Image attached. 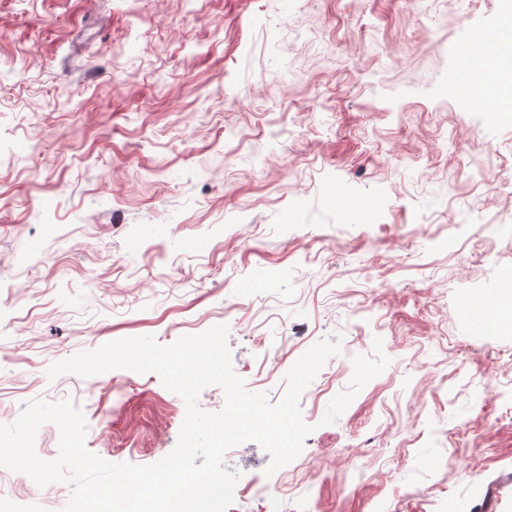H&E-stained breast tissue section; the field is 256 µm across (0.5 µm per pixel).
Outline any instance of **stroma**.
<instances>
[{
  "mask_svg": "<svg viewBox=\"0 0 512 512\" xmlns=\"http://www.w3.org/2000/svg\"><path fill=\"white\" fill-rule=\"evenodd\" d=\"M512 0H0V424L72 400L147 466L186 406L153 372L48 368L224 324L233 370L312 430L250 512H512V115L457 86ZM477 310L460 319L461 308ZM0 512L73 488L0 467Z\"/></svg>",
  "mask_w": 512,
  "mask_h": 512,
  "instance_id": "35a3bbf8",
  "label": "stroma"
}]
</instances>
